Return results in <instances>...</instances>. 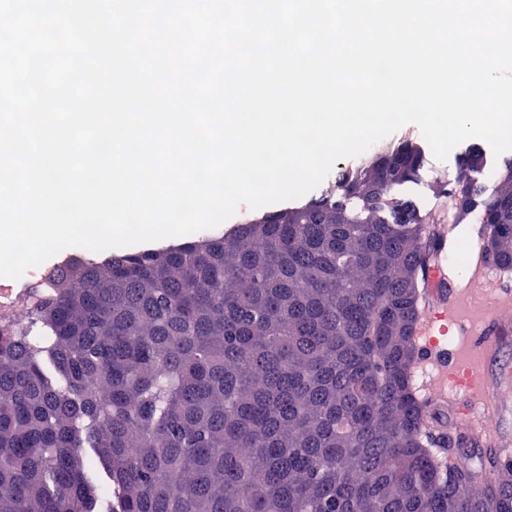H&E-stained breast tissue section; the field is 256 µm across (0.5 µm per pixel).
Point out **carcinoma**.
Instances as JSON below:
<instances>
[{
  "instance_id": "obj_1",
  "label": "carcinoma",
  "mask_w": 512,
  "mask_h": 512,
  "mask_svg": "<svg viewBox=\"0 0 512 512\" xmlns=\"http://www.w3.org/2000/svg\"><path fill=\"white\" fill-rule=\"evenodd\" d=\"M424 163L403 141L222 236L53 269L0 317V512H512V460L428 446ZM486 164L434 189L512 268V158Z\"/></svg>"
}]
</instances>
